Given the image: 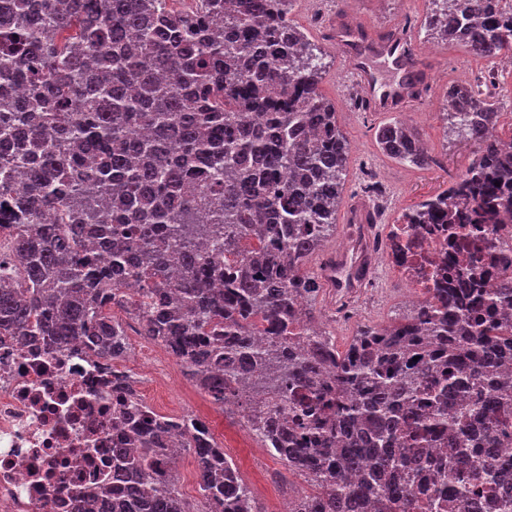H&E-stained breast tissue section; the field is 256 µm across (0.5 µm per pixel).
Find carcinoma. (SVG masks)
Segmentation results:
<instances>
[{"label":"carcinoma","instance_id":"1","mask_svg":"<svg viewBox=\"0 0 512 512\" xmlns=\"http://www.w3.org/2000/svg\"><path fill=\"white\" fill-rule=\"evenodd\" d=\"M0 0V336L78 339L122 360L126 323L163 345L219 405L267 407L262 442L303 477L293 512H410L425 482L477 512L512 491V266H470L340 351L308 267L336 235L350 142L319 89L321 54L297 0ZM438 38L512 56L499 0H431ZM488 90L448 89L447 129L475 146L448 187L405 224L512 218V135ZM423 167L415 128L377 134ZM242 262L224 272V256ZM498 287H479L489 274ZM135 297L123 294L128 281ZM132 399L128 447L112 449V512H262L209 428L181 417L204 502L182 497L170 424Z\"/></svg>","mask_w":512,"mask_h":512}]
</instances>
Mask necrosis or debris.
I'll list each match as a JSON object with an SVG mask.
<instances>
[{"mask_svg": "<svg viewBox=\"0 0 512 512\" xmlns=\"http://www.w3.org/2000/svg\"><path fill=\"white\" fill-rule=\"evenodd\" d=\"M376 236L356 225L342 250L353 265L383 256L388 273L419 299L441 285L459 247L442 224H388ZM128 365L92 357L83 345L22 346L0 338V512H77L76 490H98L95 512H112L104 477L112 448L126 439L117 423L126 404L118 378Z\"/></svg>", "mask_w": 512, "mask_h": 512, "instance_id": "4bbe7bcc", "label": "necrosis or debris"}]
</instances>
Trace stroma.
Segmentation results:
<instances>
[{"mask_svg":"<svg viewBox=\"0 0 512 512\" xmlns=\"http://www.w3.org/2000/svg\"><path fill=\"white\" fill-rule=\"evenodd\" d=\"M432 9L428 0H324L318 6L301 0L293 14L296 23L322 52L320 90L336 107L338 123L351 144L345 190L337 211L338 225L349 222L351 212L362 203L378 211L380 223L403 213L409 206L434 194L454 175L464 170L472 154L469 145L456 137H445L441 112L450 82L465 75L471 85L493 87L502 102L501 121L512 125V63L508 66L476 57L464 48L439 42L425 26ZM348 14L357 28L379 34L386 29L408 31L417 46L427 74L418 99L405 109L425 142L432 161L419 169L387 158L377 144L376 132L385 115L365 111L361 90L343 72L342 62L330 39L329 29L337 15ZM382 293H365L355 299L349 316L339 315L330 291H323L318 307L323 323L336 337L338 348H346L364 324H386L411 307V292L399 282L382 279ZM169 398L186 409L208 407L213 435L227 448L241 476L255 488V495L269 512L289 494L307 492L303 478L262 448L249 447L234 433L239 413L212 405L181 371L169 382Z\"/></svg>","mask_w":512,"mask_h":512,"instance_id":"1","label":"stroma"}]
</instances>
